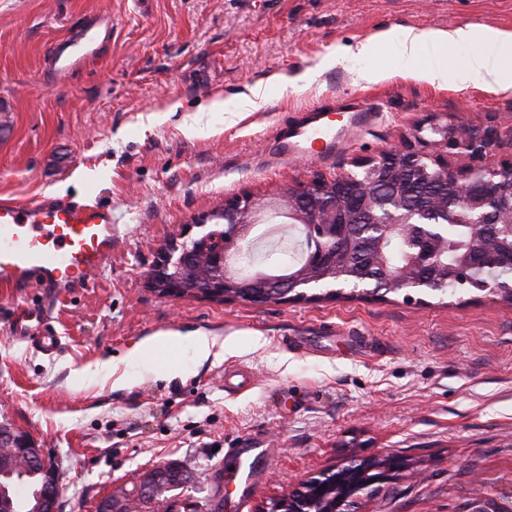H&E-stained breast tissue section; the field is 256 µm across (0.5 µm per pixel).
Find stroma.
<instances>
[{
    "label": "stroma",
    "mask_w": 512,
    "mask_h": 512,
    "mask_svg": "<svg viewBox=\"0 0 512 512\" xmlns=\"http://www.w3.org/2000/svg\"><path fill=\"white\" fill-rule=\"evenodd\" d=\"M111 19L100 56L49 68L53 44ZM512 31V0H0V194L112 208V255L89 288L51 310L54 355L13 339L31 303L0 291V424L29 433L61 469L63 512H96L160 462L188 465L206 502L223 469L224 512H261L350 455L411 459L394 490L357 512H512V302L478 290L266 304L163 297L147 284L193 217L333 178L409 138L435 114L491 133L512 126V88L433 85L380 32L415 26ZM374 41L371 55L349 48ZM378 71L359 84L358 70ZM310 74L297 93L272 79ZM266 93L253 112L254 88ZM223 99L221 111L208 104ZM373 105L350 127L352 102ZM326 104L347 134L324 160L282 162L284 123ZM200 331L235 347L186 375L126 366L144 340ZM129 386L83 378L103 360ZM244 367L249 389H224ZM259 446L260 478L238 506L228 463Z\"/></svg>",
    "instance_id": "35a3bbf8"
}]
</instances>
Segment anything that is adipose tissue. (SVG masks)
<instances>
[{"instance_id": "adipose-tissue-1", "label": "adipose tissue", "mask_w": 512, "mask_h": 512, "mask_svg": "<svg viewBox=\"0 0 512 512\" xmlns=\"http://www.w3.org/2000/svg\"><path fill=\"white\" fill-rule=\"evenodd\" d=\"M380 38L384 41L397 40L401 54L418 62L417 77L429 83L463 85L478 78L492 91L512 86V32L489 27L448 30L406 27L396 35L383 32ZM472 43L482 44L483 53L471 58L465 67L449 66L448 47ZM182 344L187 345L194 360L200 362L210 357L216 339L201 332L185 337L161 335L138 345L127 359L148 366L158 355Z\"/></svg>"}]
</instances>
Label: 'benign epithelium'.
Wrapping results in <instances>:
<instances>
[{"label":"benign epithelium","mask_w":512,"mask_h":512,"mask_svg":"<svg viewBox=\"0 0 512 512\" xmlns=\"http://www.w3.org/2000/svg\"><path fill=\"white\" fill-rule=\"evenodd\" d=\"M429 130L436 138H426L420 127L402 145L377 156L356 157L351 170L330 180L315 178L300 183L282 196L281 208L297 223L308 225L321 241L316 263L292 278L264 273L243 277L230 268L245 245V230L266 208L264 202L245 194L225 201L218 215L197 219L198 227L218 217L224 224L200 237L172 244L153 269L150 287L162 296H203L258 306L314 300L319 295H309L307 290L326 286L331 288L328 296L341 297L347 284L338 280L336 265L350 237L349 228L356 224L365 225L367 233L400 235L417 244L418 250L410 254L408 267L397 278L409 288L432 282L438 269L426 226L435 223L439 214L451 223L462 219L477 227L512 220V158L485 164L484 157L497 141L476 128L435 117ZM450 150L468 158L470 164L463 168L448 164ZM401 160L409 162L422 181L449 178L455 182L460 190L458 210L451 211L446 200L411 210L390 197L388 192L397 194L401 189V184L394 181ZM498 259L500 256L483 242L465 256L472 268L494 264ZM0 444L21 458L42 464L46 483L38 512H61L58 465L23 431L0 434ZM172 468L174 465L166 463L149 470L134 497L155 499L164 492L163 479ZM408 468L407 460L398 456L353 457L273 500L266 512H354L360 500L383 491ZM209 507L210 512H222L224 508V480L220 475L216 476Z\"/></svg>","instance_id":"7a95c632"}]
</instances>
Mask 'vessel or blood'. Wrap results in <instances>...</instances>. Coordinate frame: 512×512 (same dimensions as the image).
<instances>
[{"instance_id": "1", "label": "vessel or blood", "mask_w": 512, "mask_h": 512, "mask_svg": "<svg viewBox=\"0 0 512 512\" xmlns=\"http://www.w3.org/2000/svg\"><path fill=\"white\" fill-rule=\"evenodd\" d=\"M112 25L103 22L81 28L56 44L52 60L56 73L66 74L97 58ZM319 145L330 155L336 140L324 107L305 113L297 127L282 128L277 137L278 158L285 161L309 155ZM112 254V211L98 205L75 204L42 196L31 202L0 197V288L19 295L35 290L41 305L86 288L104 260ZM16 338L52 355L60 338L51 328L31 332L23 322L14 325Z\"/></svg>"}]
</instances>
